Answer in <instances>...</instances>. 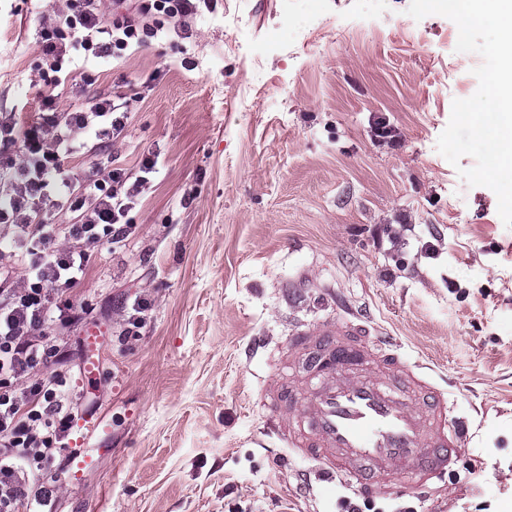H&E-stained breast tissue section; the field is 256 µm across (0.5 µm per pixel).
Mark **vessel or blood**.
<instances>
[{
    "mask_svg": "<svg viewBox=\"0 0 512 512\" xmlns=\"http://www.w3.org/2000/svg\"><path fill=\"white\" fill-rule=\"evenodd\" d=\"M290 353L311 384L269 383L281 408L272 427L298 455L317 462L319 479L370 498L445 479L463 438L448 419V397L426 365L377 335L367 317L350 311L296 331Z\"/></svg>",
    "mask_w": 512,
    "mask_h": 512,
    "instance_id": "obj_1",
    "label": "vessel or blood"
}]
</instances>
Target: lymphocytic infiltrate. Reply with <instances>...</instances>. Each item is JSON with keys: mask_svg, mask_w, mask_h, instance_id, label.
<instances>
[{"mask_svg": "<svg viewBox=\"0 0 512 512\" xmlns=\"http://www.w3.org/2000/svg\"><path fill=\"white\" fill-rule=\"evenodd\" d=\"M110 13H103L102 2ZM192 0H68L67 13L40 33L43 60L55 77L39 94L37 119L20 125L15 114H0V223L15 228L18 254L28 276L14 287L12 267L0 265V512H40L57 483L49 463L69 449L79 408L66 386L64 337L88 313L74 295L93 254L125 238L127 215L156 171L145 157L139 175L112 167L103 150L120 138L127 112L104 99L88 110L62 112L56 87L69 52L95 58L122 56L141 43L156 14L193 13ZM94 136L98 162L82 182L64 178V163L78 149L77 134ZM50 211L76 213L72 224H47ZM66 240L68 248L57 245Z\"/></svg>", "mask_w": 512, "mask_h": 512, "instance_id": "1", "label": "lymphocytic infiltrate"}]
</instances>
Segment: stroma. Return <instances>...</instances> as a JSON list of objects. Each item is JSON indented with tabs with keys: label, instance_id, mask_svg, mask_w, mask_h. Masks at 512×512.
Wrapping results in <instances>:
<instances>
[{
	"label": "stroma",
	"instance_id": "obj_1",
	"mask_svg": "<svg viewBox=\"0 0 512 512\" xmlns=\"http://www.w3.org/2000/svg\"><path fill=\"white\" fill-rule=\"evenodd\" d=\"M410 2L301 0L315 21L291 37L281 0H208L122 59L73 60L59 111L130 95L112 164L158 165L79 293L64 372L99 426L73 428L88 462L57 460L52 512H327L347 491L270 429L264 386L345 305L431 367L467 432L443 482L366 512H512V229L459 176L474 159L436 148L482 58ZM65 9L0 0V113L36 118L39 31Z\"/></svg>",
	"mask_w": 512,
	"mask_h": 512
}]
</instances>
